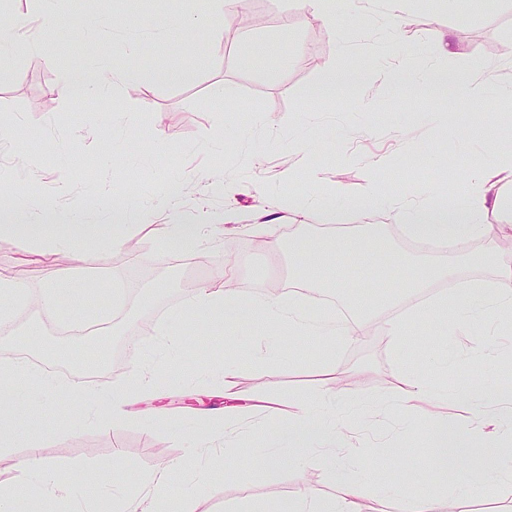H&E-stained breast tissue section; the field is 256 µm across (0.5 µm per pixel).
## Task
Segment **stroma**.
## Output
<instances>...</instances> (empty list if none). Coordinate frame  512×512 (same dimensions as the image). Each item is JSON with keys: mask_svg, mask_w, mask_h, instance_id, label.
<instances>
[{"mask_svg": "<svg viewBox=\"0 0 512 512\" xmlns=\"http://www.w3.org/2000/svg\"><path fill=\"white\" fill-rule=\"evenodd\" d=\"M383 7V0H366L356 9L348 0H333L332 35L292 0H244L182 40L169 32L168 21L205 15L207 0H55L54 17L29 16L16 32L13 52L0 61V128L9 132L0 139V200L19 203L30 224L62 223L78 204L89 224L100 223L104 206H138L148 217L128 228L118 250L91 239L38 255L20 232L0 239V270L29 293L38 294L67 268L74 274L72 287L83 294L48 316L34 306L15 312L11 324L0 327V370L46 360L84 368L85 352L106 350L119 358L108 371L115 387L128 380L131 370L121 357L136 345L149 351L162 381L141 399L138 414L117 424L103 418L95 400L72 403L73 416L93 415L73 431L58 427L54 406L30 409L23 401L28 381L19 379L23 436L0 448V483L40 481V474L19 467L34 446L55 478L67 484L70 512H100L120 491L118 472L134 477L167 464L176 467L170 512H182L187 504L193 512H244L251 505L261 512H288L297 470L289 462L276 469L260 465L267 449L279 445L264 407L314 394L329 381L348 402L359 394L370 401L372 430L388 446L365 463L362 512H397L388 490L403 480L415 494L439 492L440 512H512V502L479 484L465 485L459 497L442 494L443 486L463 483L461 470L422 481L427 421L406 412L392 391L397 361L416 368V352L425 349L455 354L449 387L473 382L495 395L512 384V328L471 321L448 336L423 316L410 327L404 356H397L385 323L429 299L430 294L400 292L422 248L403 236L384 208L361 209L370 174H377L387 192L406 199L463 202L470 192L468 169L512 153V130L497 117L512 109V99L493 88L478 99L462 94L475 58L499 63L500 80H512V0H458L452 9L443 0H406L404 24L387 41L375 34ZM92 16L105 17L108 27L95 40L80 39ZM450 32L455 47L451 54L440 53V41ZM350 61L362 70L358 83L317 98L326 73ZM92 63L108 72L129 70L137 78L108 96L90 97L89 108L80 112L75 99L60 95L56 86L63 73ZM426 69L455 75L456 86L436 96L419 91L417 76ZM229 88L235 93L231 100L225 97ZM451 111L484 112L472 139L449 130ZM384 155L399 161L375 170ZM301 159L306 172L284 188L281 170ZM63 177L69 183L64 195L58 191ZM210 179L232 183L233 193L210 194ZM168 182L182 184L183 193L167 196ZM339 183L348 190L340 205L326 196ZM300 193L324 197L325 211L294 217L288 204ZM205 214L214 224L203 243L168 241L155 248L159 225L189 224ZM255 224L261 233L252 232ZM338 226L375 227L392 248L375 259H334L341 273L335 299L348 291L370 305L361 336L338 352L335 372L319 366L316 343L289 342L284 329L265 334L245 312L205 328L182 318L199 285L228 264L240 290L288 293L297 279L289 242L310 252L323 233ZM440 254L460 279L480 283L495 276L485 256L512 257V247L494 224L486 235ZM380 288L392 302L377 303ZM98 316L109 325L108 341H68L63 325ZM170 332L183 336L189 357L168 353ZM255 349L280 364L279 376L247 366L225 384L218 375L225 361ZM227 404L251 409L250 421L226 440L243 461L232 479L224 476L223 450L188 456L202 441L206 411Z\"/></svg>", "mask_w": 512, "mask_h": 512, "instance_id": "stroma-1", "label": "stroma"}]
</instances>
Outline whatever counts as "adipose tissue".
<instances>
[{
	"label": "adipose tissue",
	"instance_id": "adipose-tissue-1",
	"mask_svg": "<svg viewBox=\"0 0 512 512\" xmlns=\"http://www.w3.org/2000/svg\"><path fill=\"white\" fill-rule=\"evenodd\" d=\"M127 79L126 74L115 73L104 76L100 71H91L88 77L76 74L65 76L58 90L62 95H107L116 90ZM466 180L473 187L470 198L461 205H440L434 202L405 203L388 195L377 178L368 177L362 197L370 204L387 202L393 223L403 225L408 235L420 244L439 246L463 242L482 236L490 218L500 217L512 205V155L500 156L493 164L471 169ZM81 212H74L68 224H26L23 232L37 243L65 247L73 241L89 237H106L112 247L124 242L123 230L131 223L142 220L140 211L111 210L102 224H85ZM385 236L349 235L336 232L323 239L319 256L309 260L299 254L298 260L308 268L301 280L304 288H322L334 282L335 276L327 266L328 257L343 254L352 256L368 253L380 256L389 252ZM456 281L452 295L434 299L429 310L442 327L457 326L470 319L495 315L497 318H512V261L498 262L496 277L489 292L474 291L472 285L458 278L455 266L424 254L408 267L403 281L405 291L421 293L435 282ZM229 273L202 286L195 299L185 309L186 318H204L217 321L228 311L244 308L270 328L288 326L296 335L312 339L321 344L328 355L324 368L335 364L336 348L355 341V327L336 317L309 315L290 298L269 294H252L231 287ZM129 364L132 377L123 387L95 392L94 397L105 407V415L118 423L131 416L135 397L150 389L155 378L143 363L139 353H131ZM394 376L409 406H421L434 411L448 393L442 388L426 383L421 377L410 373L404 364H397ZM458 397L470 401L471 412L461 420L438 417L428 427L425 445L430 453L425 467L430 472L446 468L448 464H460L471 444L479 443L491 448L497 444L495 428L504 422H512V394H500L486 398L473 385L464 384L457 390ZM336 403L335 388L324 384L316 394L305 399H283L272 401L267 414L280 422L282 443L294 448L298 471L330 467L335 474L336 494L330 503H323L308 486H301L290 512H361L359 501L366 492V484L358 472V466L369 457L372 448L366 443L345 445L342 438L329 437L323 447H311L313 436L324 433L322 412L330 411ZM172 475L171 468L162 467L136 477L133 485L121 495L113 497L112 512H163L168 500L167 489Z\"/></svg>",
	"mask_w": 512,
	"mask_h": 512
}]
</instances>
